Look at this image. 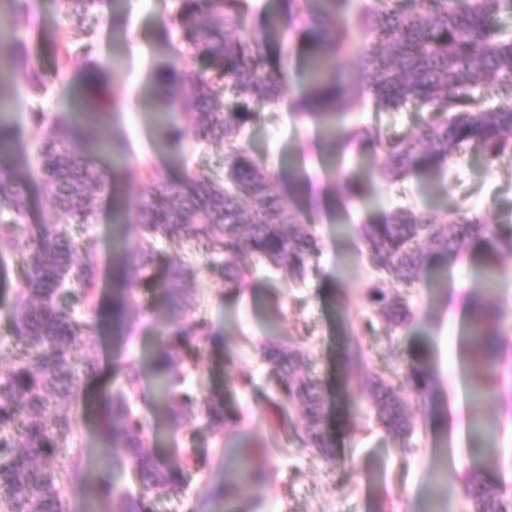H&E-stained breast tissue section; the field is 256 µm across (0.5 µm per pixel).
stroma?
Returning <instances> with one entry per match:
<instances>
[{"mask_svg":"<svg viewBox=\"0 0 512 512\" xmlns=\"http://www.w3.org/2000/svg\"><path fill=\"white\" fill-rule=\"evenodd\" d=\"M127 15L114 17L111 0H104L95 40V56L111 63L109 85L124 96L120 112L99 125L93 139L83 145L93 153L98 140L120 133L130 143L128 161H149L161 177L170 181L187 172L213 178L224 175V145L220 140L204 144L186 138L183 150L162 148L161 129L139 118L140 95L153 71L169 60L162 47L163 31L175 23L178 0H129ZM31 36L46 71H53L55 57L48 45L62 38L69 45L71 60L62 87L48 97H31L17 86L9 118L18 130L15 154L29 199V223L60 224L64 218L52 201L36 159L44 128L31 124L29 115L40 108L46 113L65 111L68 90L78 89L83 66L84 37L70 12L57 0H38L34 17L21 16L0 29V41L14 36ZM308 49L302 39L290 47L288 68L281 77L283 95L278 104H255L263 112L261 124L246 127L241 136L263 155L268 168L292 173L293 182H280L277 192L295 201L304 222L314 225L321 243L316 269L301 284L245 253L241 264L255 266L247 287H230L224 280L221 262L210 263L187 247L161 244L156 272L173 262H192L201 272L194 282L200 311L210 324L211 337L203 345L200 371L193 386L199 393H220L235 422L215 440L211 431L187 422L172 428L164 412L153 406L155 378L145 374L144 402L136 406L151 425L154 451L170 456L174 444L194 448L202 460L193 472L185 494L155 499L152 512H196L209 486L222 482L235 471L241 457H250L266 470L258 486L246 484L239 504L245 512H470L461 493L465 473L478 467L497 477L512 494V347L505 351L499 371L497 395L481 400L471 397L470 381L457 364L465 359L464 336L471 320L470 296L486 292L482 279L473 275L482 265L488 245H468L462 261L437 259L423 269L408 289L390 285L392 295L407 296L413 317L400 331L393 354H385L388 343L386 322L367 304L364 293L377 280L369 264L367 246L357 227L369 219L411 205L432 213L437 221L450 223L457 214L479 213L494 224H512V156L487 161L476 148L444 164L441 180L420 171L400 182L378 178L376 169L383 158L372 149L354 145H331L319 125L293 116L290 104L303 90ZM350 78L352 107L344 121L349 126H376L388 136L413 132L431 112L430 106L411 103L397 111H380L360 94L365 73L361 46L337 60ZM352 172L372 179L365 200L346 202L340 173ZM149 191L147 184H126L120 197L126 216H133ZM113 197L111 190L97 192V219L76 237L90 236L98 247V287L102 298L112 296ZM502 275L489 293L503 312L499 324L512 343V253L498 258ZM152 310L126 322L124 340H117L110 322L90 338L88 346L97 353L100 370L96 378L79 387L83 411L79 429L70 439L83 449L87 479L65 487L67 512H109V502L96 496L93 487L105 472L111 451L98 433V418L114 388L112 369L123 356L148 359L158 348L161 332L176 318L162 294L152 297ZM360 330L367 364L360 377L349 376L346 345L351 330ZM288 343L311 357L315 374L327 401V425L335 439V453L324 456L298 448L286 438H273L272 425L278 412L268 400L275 376L265 361L262 346L270 339ZM414 361L428 365L435 376L438 395L422 402L408 396L405 409L415 425L409 451L380 425L373 412L368 382L379 377L401 387L402 372ZM251 377L249 389H241L232 373ZM445 415L446 426L435 424ZM480 420L494 429L495 448L485 457L473 456L467 443L470 426Z\"/></svg>","mask_w":512,"mask_h":512,"instance_id":"obj_1","label":"stroma"}]
</instances>
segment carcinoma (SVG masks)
Listing matches in <instances>:
<instances>
[{
	"mask_svg": "<svg viewBox=\"0 0 512 512\" xmlns=\"http://www.w3.org/2000/svg\"><path fill=\"white\" fill-rule=\"evenodd\" d=\"M76 6L77 19L88 39L82 86L85 91L77 120L65 113L53 117L31 113L32 122L49 126L40 143L38 161L51 196L65 213L69 225L27 224V200L19 187L13 156L16 126L0 114V213L12 214L0 225V272L15 273L16 289L11 310L16 351L12 366L0 372V512H66L63 488L86 480L83 450L65 448L78 421L79 395L70 408L59 407L60 396L96 377L99 360L86 352L74 353L98 332L104 305L97 289L96 245L93 239H75L71 227L87 228L96 219L94 192L133 180L149 184L137 212L135 237L113 260L112 279L118 285L112 316L133 317L149 308L140 294L162 291L166 301L191 315L171 332L162 334L148 363L135 356L119 360L113 370L117 387L101 419L103 438L120 455L112 467L131 470L139 492L106 476L96 492L112 502L111 512H149L154 497L184 491L191 472L198 470L194 449H179L180 459L169 461L150 449L149 429L133 406L141 397L144 370L158 380L167 415L175 427L185 420H200L213 433L223 435L231 417L220 394H199L190 380L209 336L205 317L193 313L192 282L197 268L167 266L164 279L155 275L156 243L186 245L207 256H224V280L235 288L250 281L251 269L236 264L251 252L283 271L292 282H302L314 269L321 253L311 224H304L291 204L273 191L281 174L269 169L240 141L241 130L261 119V113L224 111L213 85L227 86L248 105L259 101L277 104L282 95L279 71L288 66V53L267 68L263 47L283 37L274 24L261 33L244 28L254 0H180L176 17L178 42L166 38L173 62L152 76L153 111L165 117V145L183 148L184 132L176 114L186 113L195 140L224 138V180L191 173L180 182L160 178L146 161L132 166L126 160V143L113 136L103 143L112 160L107 170L96 157L77 147L87 142L94 126L123 105V98L103 94L109 67L92 56L101 0H62ZM346 0H289L291 24L312 48L307 86L293 103L294 116L335 127L343 144L381 147L383 180L402 181L419 169H440L441 163L460 156L468 147L481 148L490 160L512 154V106L491 105L497 95H512V36L495 19L512 13V0H369L358 20H349ZM35 0H0V20L33 16ZM365 41V67L370 76L361 86L365 98L379 110L398 109L409 102L433 104L437 111L408 136L385 137L375 126L348 130L336 126L348 107L347 77L336 59L357 41ZM206 59L210 67L196 70L182 65L183 55ZM23 84L35 98L53 91L39 57L26 38L0 47V106L11 89ZM345 197L362 200L368 182L343 178ZM453 233L429 212L406 207L389 216L360 225L369 260L383 277L403 288L411 287L420 270L433 258L460 259L464 246L488 239L495 250L487 253L483 274L493 278L497 257L512 252V224H489L479 214L460 213ZM392 331L406 326L412 311L403 298L392 296L380 284L365 294ZM466 371L471 384L495 394L503 348L496 308L489 300L474 298ZM265 354L278 375L276 404L288 414H302L298 424L288 421L286 438L301 448L331 455L335 443L326 424V405L319 380L296 371L304 358L274 343ZM365 354L359 339L351 340L347 363L359 372ZM403 390L421 400L436 397V381L423 363L408 365ZM379 422L406 440L413 431L403 408V398L385 381H375L371 394ZM258 478L248 465L214 490L224 512H241L228 492ZM464 492L471 512H512V497L492 476L477 468L465 475Z\"/></svg>",
	"mask_w": 512,
	"mask_h": 512,
	"instance_id": "obj_1",
	"label": "carcinoma"
}]
</instances>
